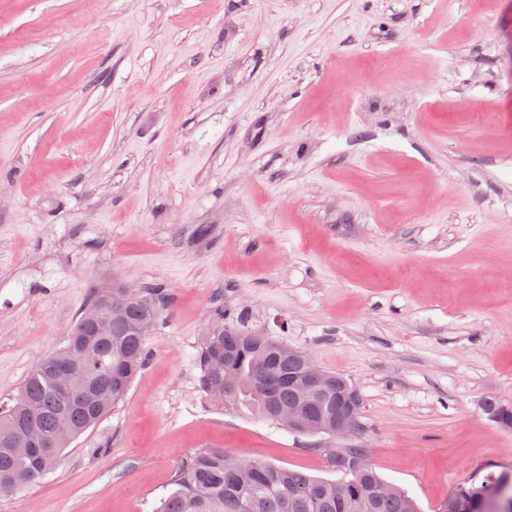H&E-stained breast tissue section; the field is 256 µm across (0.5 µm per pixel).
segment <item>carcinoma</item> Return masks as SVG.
<instances>
[{
	"mask_svg": "<svg viewBox=\"0 0 512 512\" xmlns=\"http://www.w3.org/2000/svg\"><path fill=\"white\" fill-rule=\"evenodd\" d=\"M140 299L127 301L107 314L104 334L77 318L65 347L41 359L24 384L8 401L0 403V494L4 485L27 487L38 483L54 467L69 443L57 439L60 426L70 429L74 441L95 427L126 396L132 380L147 360L144 323L156 324L169 308L166 291L143 287ZM80 350L70 388L60 390L55 371L70 363ZM202 388L212 400L232 408H245L256 418L275 422L279 408L297 406L313 423L336 418L341 401L336 394L314 398L304 394L300 382L314 360L298 348L288 347L242 320L229 308L216 309L197 352ZM229 375L236 381L226 394L216 380ZM483 414L504 430H512V407L498 400L482 402ZM34 424L42 438L38 456L19 455L26 425ZM360 449L348 445L332 471L336 479L315 477L298 468L244 459L243 466L226 464L229 451L210 448L182 458L176 465L171 488L156 512H421L416 500L402 487L388 484L376 469L355 468ZM507 481L512 470L490 472L460 483L452 493L455 512H479L486 492ZM390 485L387 490L384 485Z\"/></svg>",
	"mask_w": 512,
	"mask_h": 512,
	"instance_id": "obj_1",
	"label": "carcinoma"
}]
</instances>
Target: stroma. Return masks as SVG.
<instances>
[{
    "mask_svg": "<svg viewBox=\"0 0 512 512\" xmlns=\"http://www.w3.org/2000/svg\"><path fill=\"white\" fill-rule=\"evenodd\" d=\"M113 282L172 298L146 368L0 512H153L208 448L332 478L202 391L222 306L422 512L512 467V0H0V401ZM483 414L504 430H512V407L498 400L487 399L482 402Z\"/></svg>",
    "mask_w": 512,
    "mask_h": 512,
    "instance_id": "35a3bbf8",
    "label": "stroma"
}]
</instances>
